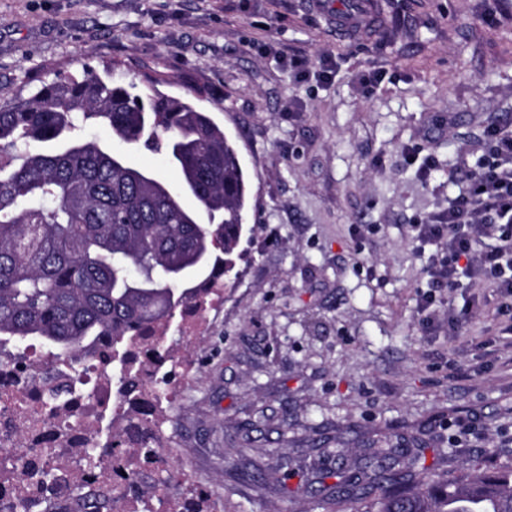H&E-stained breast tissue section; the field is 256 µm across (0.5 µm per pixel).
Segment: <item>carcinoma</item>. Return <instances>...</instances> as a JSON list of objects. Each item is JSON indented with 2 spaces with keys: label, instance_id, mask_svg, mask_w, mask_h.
Returning <instances> with one entry per match:
<instances>
[{
  "label": "carcinoma",
  "instance_id": "cac0c4a2",
  "mask_svg": "<svg viewBox=\"0 0 512 512\" xmlns=\"http://www.w3.org/2000/svg\"><path fill=\"white\" fill-rule=\"evenodd\" d=\"M131 93L86 68L27 100L0 101V343L37 340L74 355L101 338L128 357L147 329L239 277L251 192L237 143L190 101L157 89ZM98 129L175 168L178 189L131 163ZM224 275L219 281L218 275ZM224 457L261 492L288 449L249 461L234 438ZM355 473L316 471L324 512H512V467L430 481L419 453L377 448ZM334 477L336 482L325 484ZM82 512H112L81 493Z\"/></svg>",
  "mask_w": 512,
  "mask_h": 512
}]
</instances>
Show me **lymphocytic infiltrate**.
Wrapping results in <instances>:
<instances>
[{"label":"lymphocytic infiltrate","mask_w":512,"mask_h":512,"mask_svg":"<svg viewBox=\"0 0 512 512\" xmlns=\"http://www.w3.org/2000/svg\"><path fill=\"white\" fill-rule=\"evenodd\" d=\"M488 150L464 176L465 188L445 210L413 227L417 246L438 245L429 258L433 287L449 289L459 275L496 288L497 314L512 335V129L486 128Z\"/></svg>","instance_id":"1"}]
</instances>
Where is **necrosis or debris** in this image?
I'll list each match as a JSON object with an SVG mask.
<instances>
[{"label":"necrosis or debris","mask_w":512,"mask_h":512,"mask_svg":"<svg viewBox=\"0 0 512 512\" xmlns=\"http://www.w3.org/2000/svg\"><path fill=\"white\" fill-rule=\"evenodd\" d=\"M204 306L188 305L180 314L179 343H143L133 351V369L115 375L112 346L102 340L94 352L51 358L34 345L0 354V512H66L75 488L112 494L114 512H152L163 499L167 512H183L195 501L199 484L172 468L165 412L179 400L181 388L195 372L183 358L193 329L204 322ZM166 380L163 398L154 399L156 381ZM127 440L120 453L88 467L83 458L93 448L109 446L114 434ZM158 451L152 468L138 453L142 445ZM51 465L54 477L39 473ZM143 474L149 493L127 495L131 478Z\"/></svg>","instance_id":"4bbe7bcc"}]
</instances>
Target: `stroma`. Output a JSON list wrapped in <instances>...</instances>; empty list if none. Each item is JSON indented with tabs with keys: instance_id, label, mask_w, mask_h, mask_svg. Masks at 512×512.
<instances>
[{
	"instance_id": "35a3bbf8",
	"label": "stroma",
	"mask_w": 512,
	"mask_h": 512,
	"mask_svg": "<svg viewBox=\"0 0 512 512\" xmlns=\"http://www.w3.org/2000/svg\"><path fill=\"white\" fill-rule=\"evenodd\" d=\"M375 4L340 42L342 0H0V97L87 64L139 92L163 74L164 93L195 91L239 147L255 232L170 409L177 466L223 512H323L311 446L325 438L348 462L384 436L423 449L434 480L474 456L512 464L497 298L466 281L431 291L410 229L458 195L484 129L512 124V0ZM293 53L308 77L288 71ZM417 145L430 179L405 159ZM228 437L256 458L287 447V491L250 497L222 457Z\"/></svg>"
}]
</instances>
